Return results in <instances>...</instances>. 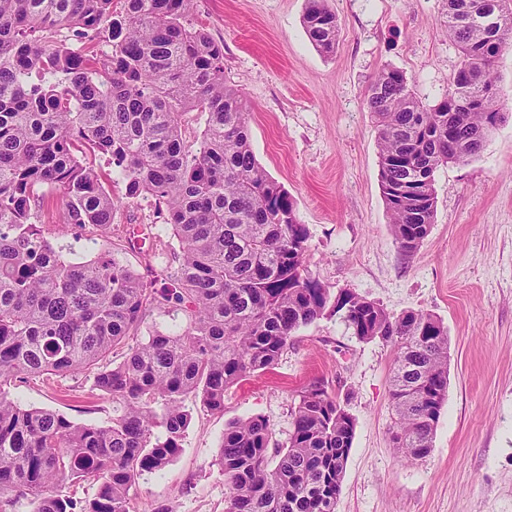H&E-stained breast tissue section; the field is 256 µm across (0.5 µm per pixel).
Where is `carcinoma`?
I'll return each instance as SVG.
<instances>
[{"label":"carcinoma","instance_id":"1","mask_svg":"<svg viewBox=\"0 0 512 512\" xmlns=\"http://www.w3.org/2000/svg\"><path fill=\"white\" fill-rule=\"evenodd\" d=\"M193 2L0 0V509L23 498L31 512H132L135 479L181 452L184 400L224 410L230 389L331 312L358 339L393 347L391 441L407 461L432 450L448 392L447 327L428 312L395 315L334 294L306 275L309 229L256 159L224 46L186 25ZM474 12L495 21L474 22ZM303 24L318 51H334L339 23L325 0H308ZM447 27L459 64L440 102L423 105L397 69L368 89L383 198L407 256L434 222L437 168L478 156L498 125L493 69L512 45V0H448ZM65 30L100 35L111 51L74 48ZM185 112L205 117L196 147L182 136ZM97 156L128 196L148 195L166 212L180 247L171 287H146L104 246L69 261L40 230L50 188L63 195L62 224L109 236L118 202L107 175L86 163ZM149 307L182 311L185 328L127 346ZM123 346L121 362L97 369ZM84 371L112 397L106 425L9 397L30 379ZM354 429L319 384L300 395L281 448H269L263 416L229 424L218 460L225 512H336ZM75 481L93 494H62Z\"/></svg>","mask_w":512,"mask_h":512}]
</instances>
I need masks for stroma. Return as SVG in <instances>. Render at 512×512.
<instances>
[{"mask_svg": "<svg viewBox=\"0 0 512 512\" xmlns=\"http://www.w3.org/2000/svg\"><path fill=\"white\" fill-rule=\"evenodd\" d=\"M340 23L336 51L319 52L303 25L307 0H194L192 24L224 47V73L247 104L253 151L294 201L310 238L307 274L331 291L347 289L394 314L423 310L448 329V394L431 453L399 457L390 440L393 351L359 340L342 316L298 329L279 360L233 388L224 409L199 398L184 405L190 423L179 456L139 476L133 512H224L217 463L225 427L262 415L271 447L285 444L291 411L312 384L344 403L355 433L336 512H512V46L494 76L507 119L482 152L437 169L435 217L413 256L391 232L383 198L376 129L367 91L382 71L405 74L424 105L443 99L459 62L449 38L447 0H326ZM119 202L111 241L139 274L173 264L179 243L165 234L129 242L131 231L163 225L152 199ZM61 200L48 194L43 230L64 258L91 259L90 230L60 234ZM94 376L32 380L12 388L21 404L77 422L107 424L112 399L91 395Z\"/></svg>", "mask_w": 512, "mask_h": 512, "instance_id": "1", "label": "stroma"}]
</instances>
